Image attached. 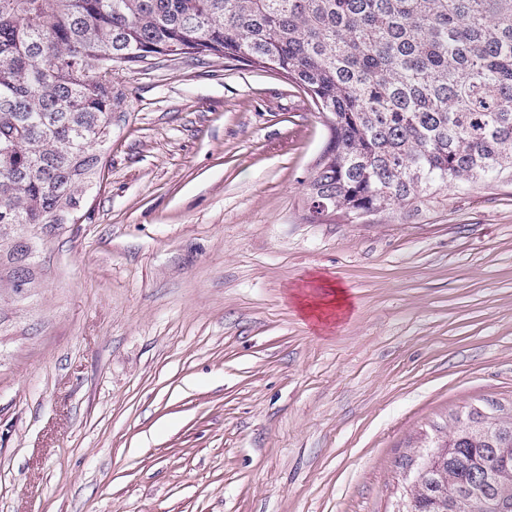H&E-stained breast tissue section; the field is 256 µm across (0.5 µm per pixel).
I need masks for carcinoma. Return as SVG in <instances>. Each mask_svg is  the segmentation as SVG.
I'll use <instances>...</instances> for the list:
<instances>
[{
	"mask_svg": "<svg viewBox=\"0 0 512 512\" xmlns=\"http://www.w3.org/2000/svg\"><path fill=\"white\" fill-rule=\"evenodd\" d=\"M158 55L283 75L332 137L307 202L350 222L450 184L512 182V0H0V216L49 224L101 170L112 80ZM411 490L512 512V407L454 418Z\"/></svg>",
	"mask_w": 512,
	"mask_h": 512,
	"instance_id": "carcinoma-1",
	"label": "carcinoma"
}]
</instances>
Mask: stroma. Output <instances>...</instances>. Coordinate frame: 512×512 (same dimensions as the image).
<instances>
[{"label": "stroma", "instance_id": "1", "mask_svg": "<svg viewBox=\"0 0 512 512\" xmlns=\"http://www.w3.org/2000/svg\"><path fill=\"white\" fill-rule=\"evenodd\" d=\"M112 85L72 222L17 230L28 288L0 252V512H406L452 418L512 406V184L314 223L331 129L282 75ZM324 288H329L325 290V294L332 295L330 300L318 299L315 294H312L311 298L307 295L301 299V307L308 317H314L320 323H328L333 317H336L337 321L339 313L350 307L348 295L343 288L334 287L330 283Z\"/></svg>", "mask_w": 512, "mask_h": 512}]
</instances>
